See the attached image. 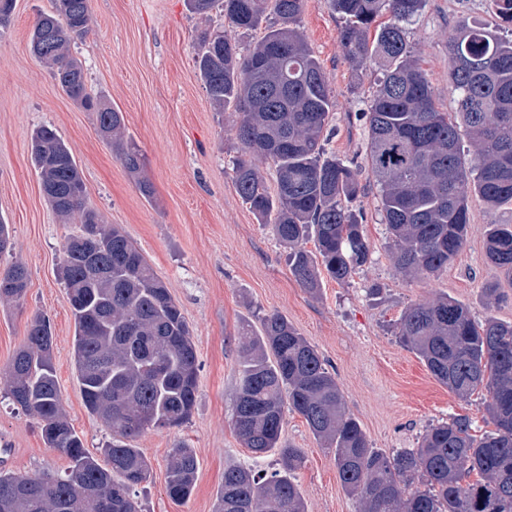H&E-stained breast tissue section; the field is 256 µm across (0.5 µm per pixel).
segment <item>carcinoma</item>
<instances>
[{
  "label": "carcinoma",
  "instance_id": "1",
  "mask_svg": "<svg viewBox=\"0 0 512 512\" xmlns=\"http://www.w3.org/2000/svg\"><path fill=\"white\" fill-rule=\"evenodd\" d=\"M328 3L342 20L347 60L354 66L373 62L382 72L363 113L365 167L380 188L384 221L397 246L395 265L434 275L466 241L471 194L491 206L512 203V39L483 25H460L448 41L457 108L442 112L400 26L420 14L425 0ZM222 7L233 30L265 26L244 54L226 31L206 32L196 58L210 99L240 114L236 192L288 249L289 269L303 287L316 292L326 276L343 282L370 255L361 216L348 207L363 192L362 167L322 146L332 91L300 30L305 0H222ZM383 14L391 21H378ZM90 22V0H54L52 13L33 28L31 51L53 65L64 94L95 112L101 137L148 198L144 159L125 138L122 114L92 95L81 62L70 56ZM463 132L476 148L470 169L461 157ZM31 147L48 203L80 225L63 246L61 267L74 318V364L84 405L112 440L101 449L102 464L84 447L61 399L50 320L35 316L8 365L6 394L37 419L45 443L69 464L59 477L0 469V512H141L137 489L152 479V466L131 441L151 427L189 420L198 388L193 336L138 248L87 206L85 183L66 143L41 127ZM266 162L274 170L273 190L260 169ZM88 224L99 225L98 237L89 236ZM310 241L313 251L306 248ZM485 249L512 281V224L489 225ZM27 281L19 261L0 274V303L21 301ZM260 325L259 333L243 334L232 424L256 456L277 451L279 468L268 474L243 464L225 467L216 512H305L296 482L304 454L281 443L287 408L335 449L339 478L359 500L360 512H512V324L479 323L448 297L406 309L396 326L399 341L457 398L487 389L494 429L477 437L468 418L453 417L431 426L419 447L392 456L371 448L336 377L286 317L266 314ZM197 470L193 449H175L166 467L167 495L188 500ZM473 474L477 480L462 483ZM416 478L421 487L408 491Z\"/></svg>",
  "mask_w": 512,
  "mask_h": 512
}]
</instances>
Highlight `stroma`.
I'll return each instance as SVG.
<instances>
[{"instance_id": "stroma-1", "label": "stroma", "mask_w": 512, "mask_h": 512, "mask_svg": "<svg viewBox=\"0 0 512 512\" xmlns=\"http://www.w3.org/2000/svg\"><path fill=\"white\" fill-rule=\"evenodd\" d=\"M90 5V31L72 53L92 90L122 113L153 194H141L136 178L99 136L94 113L68 98L31 54L33 27L50 12L51 0H15L0 33V220L13 236L11 250L0 254V273L19 261L29 280L23 301L0 306V372L32 317L45 314L68 420L85 448L99 454L110 433L83 402L74 367V319L59 277L63 246L77 227L62 223L46 201L31 157L33 131L47 126L71 149L88 206L118 226L167 284L196 345L198 392L190 419L179 427L148 429L133 442L153 465L152 481L140 493L143 512H215L228 463L276 467L277 455L252 457L232 426L242 333L259 328L268 313L285 316L316 347L372 448L389 455L417 447L430 426L458 415L469 417L474 435L490 431L486 389L456 398L400 343L395 327L409 306L439 296L465 304L476 321L512 323V283L485 256L486 228L512 224V204L491 207L471 195L467 240L452 264L430 277H412L394 264L380 188L362 174L364 191L351 207L364 214L370 259L348 281L326 278L319 293H310L291 274L286 249L238 196V114L212 103L195 67L202 33L224 27L220 9L203 17L190 12L186 0ZM465 22L499 25L493 0H427L405 25L408 47L445 112L454 111L458 99L448 38ZM340 24L328 0H306L300 28L328 74L334 102L324 149L360 164L368 142L361 114L381 73L370 64L354 74L339 40ZM499 27L501 35L512 34V27ZM490 288L499 289L498 300H488ZM282 441L305 455L298 484L307 512H359L339 478L334 449L324 447L298 413L286 412ZM180 445L193 448L198 459L194 491L183 503L165 490L166 460ZM67 465L64 454L46 446L36 420L0 394V468L53 475Z\"/></svg>"}]
</instances>
